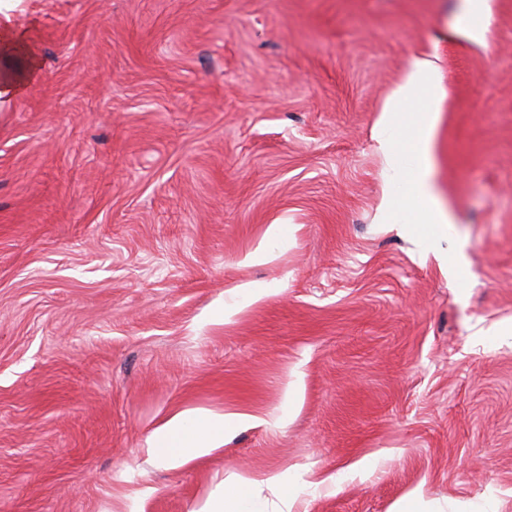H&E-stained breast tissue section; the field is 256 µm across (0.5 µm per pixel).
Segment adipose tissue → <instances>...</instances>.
<instances>
[{
    "label": "adipose tissue",
    "instance_id": "ef3b65f1",
    "mask_svg": "<svg viewBox=\"0 0 512 512\" xmlns=\"http://www.w3.org/2000/svg\"><path fill=\"white\" fill-rule=\"evenodd\" d=\"M24 0H0V108L22 90L23 83L9 61L23 50L22 33L14 26V14ZM446 92L443 75L427 57L412 58L403 81L388 98L375 126L374 139L388 163L390 195L382 212L385 223L394 224L415 237L425 252L443 261L449 287L461 279L462 259L442 247L450 234V216L435 194L434 140ZM237 416L203 410H183L171 415L148 438L156 462L169 469L213 453L224 444ZM242 479L230 489L212 491L199 512H261Z\"/></svg>",
    "mask_w": 512,
    "mask_h": 512
}]
</instances>
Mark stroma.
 Wrapping results in <instances>:
<instances>
[{
	"label": "stroma",
	"mask_w": 512,
	"mask_h": 512,
	"mask_svg": "<svg viewBox=\"0 0 512 512\" xmlns=\"http://www.w3.org/2000/svg\"><path fill=\"white\" fill-rule=\"evenodd\" d=\"M33 0L0 110V512H512V0ZM448 92L435 184L457 287L379 216L410 60ZM272 224L290 244L247 257ZM269 296L209 314L251 282ZM294 411H287L289 388ZM256 415L171 470L184 409ZM372 467H363V460ZM490 0H467L468 7L460 17L459 29L472 41L485 42L487 21L490 15ZM267 482L269 484L278 485L281 490V507H279L277 512H291V504L296 499L299 492L298 487L283 473L273 475ZM252 480L242 479L235 483L229 490L212 491L204 505L192 512H262L254 502L250 485Z\"/></svg>",
	"instance_id": "1"
}]
</instances>
